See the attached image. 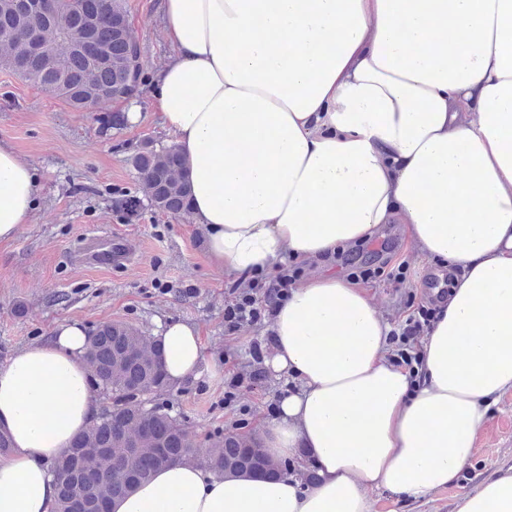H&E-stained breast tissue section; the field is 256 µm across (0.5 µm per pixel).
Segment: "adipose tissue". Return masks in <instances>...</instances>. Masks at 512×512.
<instances>
[{"label": "adipose tissue", "instance_id": "adipose-tissue-1", "mask_svg": "<svg viewBox=\"0 0 512 512\" xmlns=\"http://www.w3.org/2000/svg\"><path fill=\"white\" fill-rule=\"evenodd\" d=\"M169 60L149 96L185 160L210 260L271 272L405 225L456 278L419 375L387 359L365 290L313 276L273 322L292 378L261 438L308 455L317 480L159 468L111 512H371L369 491L418 500L455 485L479 428L512 390V0H160ZM39 186L0 144V242L31 223ZM77 320L0 364V512H54V461L97 397ZM164 375L198 377L193 326L159 322ZM457 512H512V468Z\"/></svg>", "mask_w": 512, "mask_h": 512}]
</instances>
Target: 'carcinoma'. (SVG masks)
Here are the masks:
<instances>
[{
  "label": "carcinoma",
  "instance_id": "carcinoma-1",
  "mask_svg": "<svg viewBox=\"0 0 512 512\" xmlns=\"http://www.w3.org/2000/svg\"><path fill=\"white\" fill-rule=\"evenodd\" d=\"M0 68L75 103L124 102L146 84L141 47L133 40L126 0H54L36 15L23 0H0ZM141 195L124 194L116 206L130 214L143 206L182 218L190 215L183 161L169 146H148L131 157ZM92 380L106 407L59 459L56 512H110L112 499L149 482L175 461L219 475L255 471L301 474L276 463L253 435L228 434L212 448L200 444L179 418L154 403L170 390L151 337L124 323L105 321L93 334Z\"/></svg>",
  "mask_w": 512,
  "mask_h": 512
}]
</instances>
